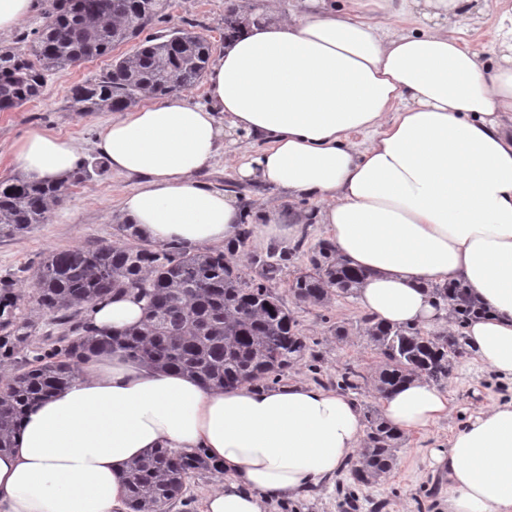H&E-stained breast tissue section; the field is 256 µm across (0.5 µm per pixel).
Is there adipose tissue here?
I'll return each instance as SVG.
<instances>
[{"mask_svg":"<svg viewBox=\"0 0 512 512\" xmlns=\"http://www.w3.org/2000/svg\"><path fill=\"white\" fill-rule=\"evenodd\" d=\"M264 2L265 16H245L225 39L203 102L175 92L102 128L97 152L139 180L121 200L125 222L158 244L225 245L243 212L197 176L225 156L227 137L262 142L239 179L321 202L313 221L366 274L362 309L391 326L427 325L441 316L431 287L466 283L486 309L466 327L467 348L512 378V5L484 58L442 28L467 23L471 0H299L286 13ZM421 5L429 24L396 28ZM12 155L32 182L60 181L82 158L72 140L39 129ZM142 317L132 292L89 314L113 334ZM380 409L410 434L451 407L416 377ZM364 437L356 401L322 386L217 390L119 351L91 354L0 452V512H130L127 465L155 448H201L223 468L203 512H266L319 489ZM429 456L448 479V512H512V401L471 415Z\"/></svg>","mask_w":512,"mask_h":512,"instance_id":"1","label":"adipose tissue"}]
</instances>
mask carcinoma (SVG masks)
<instances>
[{"label":"carcinoma","mask_w":512,"mask_h":512,"mask_svg":"<svg viewBox=\"0 0 512 512\" xmlns=\"http://www.w3.org/2000/svg\"><path fill=\"white\" fill-rule=\"evenodd\" d=\"M167 0H52L43 23L22 34L18 46L0 49V111L17 109L35 97L46 76L62 73L80 61L106 55L138 38L162 16ZM210 61V44L199 34L172 29L145 40L138 51L112 61L110 68L71 88V107L78 112L119 111L143 98H160L197 85ZM106 172L99 160L82 161L64 180L29 182L21 177L0 181V234L14 235L44 224L50 204L69 185ZM304 244L272 246L250 256L244 272L222 252L177 244L112 243L55 251L38 267L32 299L35 309L54 316L59 337L46 336L48 347L33 357L23 353L26 321L18 326L6 308L14 302L0 296V330L5 355L23 354L21 365L0 388V451L13 437L26 409L67 386L77 363L92 353L120 350L129 358L199 378L215 389L243 384H277L284 372L307 357L319 360L300 336L283 300L268 283L281 278ZM311 269L289 284L294 298L327 306L337 293L354 295L363 274L336 261L327 240L313 248ZM133 291L145 302L142 322L119 335L92 332V304L114 292ZM436 304L450 311L458 326L476 316L478 301L457 284L433 289ZM360 328L375 346L383 366L377 390L388 393L415 375L436 385L448 381L456 360L465 353L464 336L422 334L416 326H386L365 316ZM362 375L349 368L336 378L343 390L360 388ZM366 447L349 464L358 485L391 471L400 434L375 411L367 414ZM199 470H216L200 450L156 449L133 461L126 484L132 512H169L185 479Z\"/></svg>","instance_id":"carcinoma-1"}]
</instances>
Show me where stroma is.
I'll return each instance as SVG.
<instances>
[{"label": "stroma", "instance_id": "1", "mask_svg": "<svg viewBox=\"0 0 512 512\" xmlns=\"http://www.w3.org/2000/svg\"><path fill=\"white\" fill-rule=\"evenodd\" d=\"M165 19L147 29V36L166 33L171 28L202 34L212 52L224 46V13L228 0H169ZM138 41L116 48L114 55L79 63L61 74L49 76L37 97L21 107L0 112V180L17 176L12 163L11 147L32 128L70 137L82 148L86 158L96 155L94 144L101 126L111 120L108 112L82 114L69 106V90L108 68L113 56L136 52ZM229 159L204 170L200 181L209 188L225 190L237 199L253 224L264 221L269 202L279 201L284 215L318 210L309 200L281 201L268 186L241 182L234 168L237 146H229ZM136 184L135 179L107 172L82 184L69 187L58 202L52 203L47 223L35 224L25 232L0 236V279L11 284L18 298L15 315L18 321L34 320L27 338L29 347L41 346L42 338L53 329V317L35 312L31 302L33 284L40 260L49 253L86 247L99 241L120 242L123 222L120 200ZM310 267L309 253L296 256L280 280L271 284L281 296L297 323L300 335L319 352L317 366L300 362L289 368L284 381L314 383L335 388L338 375L353 368L363 376L362 387L354 395L360 410L379 409L376 379L381 361L368 337L357 328L364 311L356 296H337L325 307L294 299L288 284L296 274ZM346 327L344 338H337V327ZM449 396L451 411L422 432L403 435L396 451L393 469L377 482L359 487L358 512H370L372 502L384 501V512H441L445 495L441 491L442 473L435 471L426 455L427 449L447 446L468 417L496 401L512 398V381L497 377L471 355L458 358L453 372L442 387ZM224 481L222 473L201 471L187 478L182 496L172 512H201L203 499ZM351 483L349 471H340L336 480L325 482L317 491L298 499L270 503L268 512H343L336 493L337 482Z\"/></svg>", "mask_w": 512, "mask_h": 512}]
</instances>
